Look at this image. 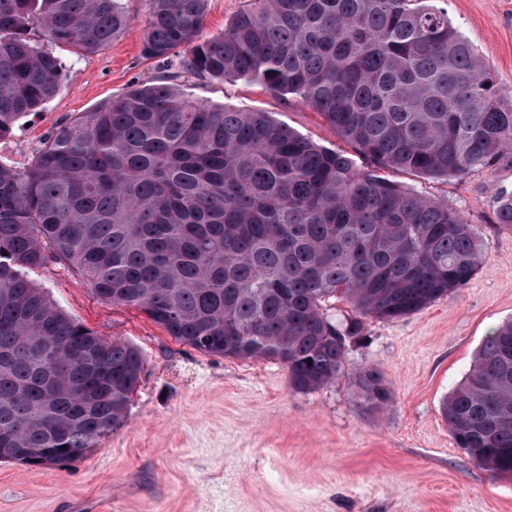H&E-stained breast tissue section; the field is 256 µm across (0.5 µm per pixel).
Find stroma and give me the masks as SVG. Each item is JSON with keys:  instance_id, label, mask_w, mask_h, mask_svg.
Listing matches in <instances>:
<instances>
[{"instance_id": "35a3bbf8", "label": "stroma", "mask_w": 512, "mask_h": 512, "mask_svg": "<svg viewBox=\"0 0 512 512\" xmlns=\"http://www.w3.org/2000/svg\"><path fill=\"white\" fill-rule=\"evenodd\" d=\"M127 29L108 47L54 48L68 78L42 111L0 139V163L30 165L45 137L131 87L180 73L212 105L269 112L319 145L366 160L315 110L244 80L184 72V52L143 55L146 0H122ZM512 108V0H448ZM388 179L446 202L471 224L485 259L463 288L406 317L366 320L345 339L342 375L299 391L275 359L209 355L141 310L102 301L72 266L30 272L56 305L107 340L136 347L142 372L125 426L64 468L0 462V512H512V478L491 476L456 445L442 403L492 330L512 319V224L496 194L512 190V152L460 178L391 171ZM373 366L386 407L363 398L356 373Z\"/></svg>"}]
</instances>
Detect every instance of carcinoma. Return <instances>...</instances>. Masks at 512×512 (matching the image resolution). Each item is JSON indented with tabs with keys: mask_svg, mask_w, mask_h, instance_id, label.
Masks as SVG:
<instances>
[{
	"mask_svg": "<svg viewBox=\"0 0 512 512\" xmlns=\"http://www.w3.org/2000/svg\"><path fill=\"white\" fill-rule=\"evenodd\" d=\"M204 4L148 0L143 53L182 47L188 72L302 99L371 169L269 112L201 101L176 74L60 125L26 170L0 164V448L62 467L124 425L140 378L133 345L28 278L52 259L189 347L280 360L302 391L336 380L363 320L450 297L483 262L447 203L380 174L460 177L512 151V110L448 0H251L200 41ZM128 24L119 0H0V138L60 91L41 42L93 52ZM497 215L512 224V190ZM334 298L355 312L344 329L327 314ZM356 383L372 407L388 403L380 371ZM442 413L471 461L512 477V320Z\"/></svg>",
	"mask_w": 512,
	"mask_h": 512,
	"instance_id": "1",
	"label": "carcinoma"
}]
</instances>
